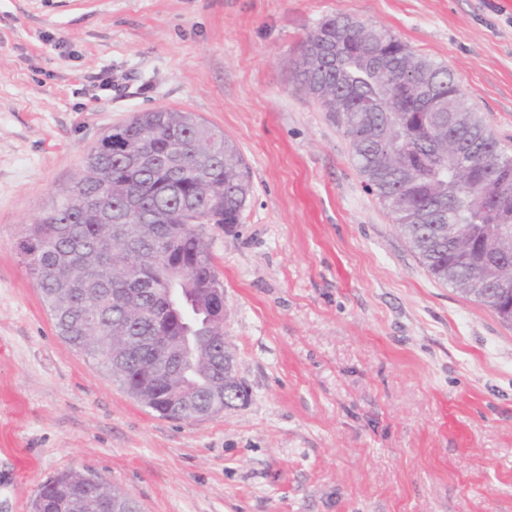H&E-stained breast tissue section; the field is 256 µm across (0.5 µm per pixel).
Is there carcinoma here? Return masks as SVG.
<instances>
[{"instance_id":"cac0c4a2","label":"carcinoma","mask_w":512,"mask_h":512,"mask_svg":"<svg viewBox=\"0 0 512 512\" xmlns=\"http://www.w3.org/2000/svg\"><path fill=\"white\" fill-rule=\"evenodd\" d=\"M296 83L349 141L367 188L435 280L450 284L505 325L496 294L501 262L512 261V156L470 104L447 66L416 54L389 29L348 15L322 21L301 45ZM251 183L224 132L191 112H139L103 135L73 185L26 225L16 242L57 332L101 365L131 397L161 412L180 386L198 391L191 408L236 407L224 383V326L202 311L224 298L211 253L188 214L230 230ZM122 235L131 250L112 253ZM190 266L175 280L161 244ZM188 345L172 367L147 376L146 348L167 338ZM92 474L67 470L43 484L32 512L92 495L80 512L137 502Z\"/></svg>"}]
</instances>
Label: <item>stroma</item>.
Segmentation results:
<instances>
[{
	"mask_svg": "<svg viewBox=\"0 0 512 512\" xmlns=\"http://www.w3.org/2000/svg\"><path fill=\"white\" fill-rule=\"evenodd\" d=\"M339 14L448 66L512 153V0H0V512L69 469L141 512H512V327L427 272L293 79ZM156 108L222 129L252 187L201 228L248 398L196 421L59 336L14 248Z\"/></svg>",
	"mask_w": 512,
	"mask_h": 512,
	"instance_id": "35a3bbf8",
	"label": "stroma"
}]
</instances>
